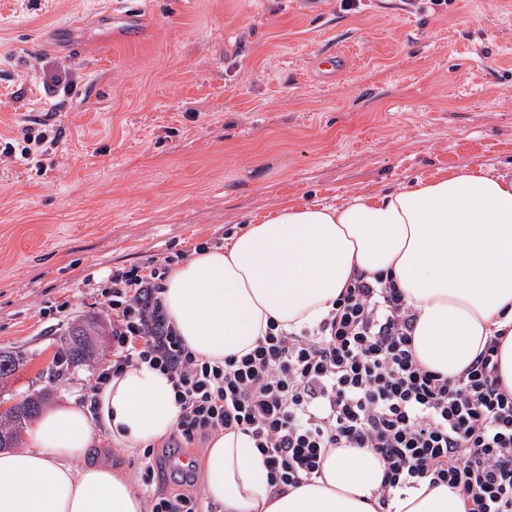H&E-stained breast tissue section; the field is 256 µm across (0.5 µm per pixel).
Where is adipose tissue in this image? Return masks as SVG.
<instances>
[{"label": "adipose tissue", "instance_id": "adipose-tissue-1", "mask_svg": "<svg viewBox=\"0 0 512 512\" xmlns=\"http://www.w3.org/2000/svg\"><path fill=\"white\" fill-rule=\"evenodd\" d=\"M385 274L419 311L414 350L430 370L461 374L494 330L508 334L500 372L512 387V177L462 167L340 205L281 204L224 248H206L164 281L169 320L210 361L252 350L269 322L316 326L357 273ZM43 411L26 445L0 452V512H145L126 474L88 463L99 429L120 455L164 441L178 414L170 382L147 365L126 368L94 394ZM204 493L223 512H375L383 463L339 448L322 474L280 495L263 456L239 431L215 436L199 459ZM392 512H466L447 485L422 482Z\"/></svg>", "mask_w": 512, "mask_h": 512}]
</instances>
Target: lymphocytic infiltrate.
<instances>
[{"label": "lymphocytic infiltrate", "mask_w": 512, "mask_h": 512, "mask_svg": "<svg viewBox=\"0 0 512 512\" xmlns=\"http://www.w3.org/2000/svg\"><path fill=\"white\" fill-rule=\"evenodd\" d=\"M166 269L112 276V361L91 385L148 365L169 379L179 407L171 453L229 430L250 436L274 492L322 473L332 448L385 464L378 512L423 480L465 494L467 512H512V388L499 372L505 329L462 374L448 378L416 357L418 312L393 280L354 275L313 328L269 324L243 355L210 362L163 314Z\"/></svg>", "instance_id": "f902f5d3"}]
</instances>
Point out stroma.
Segmentation results:
<instances>
[{
	"label": "stroma",
	"mask_w": 512,
	"mask_h": 512,
	"mask_svg": "<svg viewBox=\"0 0 512 512\" xmlns=\"http://www.w3.org/2000/svg\"><path fill=\"white\" fill-rule=\"evenodd\" d=\"M29 128L41 169L0 156V350L25 358L0 394L79 399L104 359L55 357L111 324L113 271L287 201L511 173L512 0H0V135ZM65 353L69 364L75 367L92 358L94 348L88 326L78 324L68 331L65 337Z\"/></svg>",
	"instance_id": "1"
}]
</instances>
